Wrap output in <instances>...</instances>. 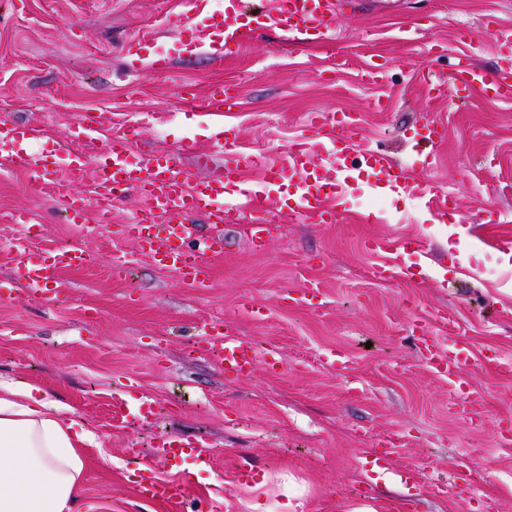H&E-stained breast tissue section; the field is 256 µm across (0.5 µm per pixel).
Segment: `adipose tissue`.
<instances>
[{
  "label": "adipose tissue",
  "instance_id": "1",
  "mask_svg": "<svg viewBox=\"0 0 512 512\" xmlns=\"http://www.w3.org/2000/svg\"><path fill=\"white\" fill-rule=\"evenodd\" d=\"M94 440L67 404L0 377V512H81L79 448Z\"/></svg>",
  "mask_w": 512,
  "mask_h": 512
}]
</instances>
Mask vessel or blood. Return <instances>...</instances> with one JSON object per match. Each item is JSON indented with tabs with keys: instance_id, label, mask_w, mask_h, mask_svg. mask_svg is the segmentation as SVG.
Instances as JSON below:
<instances>
[{
	"instance_id": "obj_1",
	"label": "vessel or blood",
	"mask_w": 512,
	"mask_h": 512,
	"mask_svg": "<svg viewBox=\"0 0 512 512\" xmlns=\"http://www.w3.org/2000/svg\"><path fill=\"white\" fill-rule=\"evenodd\" d=\"M337 10V0H272L268 10L256 15L243 9L241 0H224L223 10L206 14L193 23L196 35L188 47L204 49L219 61L229 48L239 46L251 33L264 27L301 41L319 43L328 39ZM425 82L438 98L451 91L457 99L467 100L483 92L498 102L512 101V74L487 73L474 64L467 50L457 56L450 76H429ZM239 97L237 87L219 86L211 91L203 109L220 116L234 111ZM310 126L326 131L327 138L320 147L332 157L338 170L371 180L383 190L409 195L425 204L435 203L438 212H446L447 204L440 199L436 188L419 181L388 152L380 148L358 149L355 139L358 124L350 114L319 112L312 117ZM101 129L97 120H85L73 129L70 143L63 144L47 140L40 124H19L1 118L0 164L27 174L41 197L63 199L66 220L71 224H85L92 209L100 218H108L117 200L114 185L136 192L145 205L131 223L120 225L121 235L134 241L141 256L154 267L175 273L195 287H209L208 259L223 254L224 235L218 232L205 239L200 247H186L194 216L205 215L209 223L220 225L236 221L240 214H248L246 237L249 246L257 250L265 247L276 213L317 224L334 223L339 213L336 178L323 174L313 164L315 148L309 143L289 146L279 160L266 163L261 179L249 181L245 170L253 164L250 155L218 134L211 142L215 152L224 159L223 169L193 179L173 154L163 151L142 156L122 136L112 137L95 168H88L84 150L97 143ZM445 137L446 128L441 122L425 124L423 149L418 153L422 165H429L434 147ZM90 171L95 174L97 193L86 196L76 192L75 187ZM62 172L66 173L68 184H61L58 178ZM271 196L278 202L274 212L264 205L265 199ZM366 248L380 258L372 269L377 280L392 282L424 273L416 261L422 251L418 242L378 237L370 240ZM12 249L16 254L13 280L35 301H46L57 294L52 280L56 270L81 266L90 260L89 254L76 247L30 250L24 234L15 238ZM413 330L419 335L427 364L447 382L450 392L471 399L472 392L465 380L471 366L466 343L453 336L447 342H440L419 323L414 324ZM194 349L216 352L225 373L237 378L250 376L259 368L274 374L282 367L280 359L258 353L252 344L214 320L203 324ZM156 413L153 399L143 397L133 405L124 392H116L112 397L111 419L115 428L130 427ZM158 447L171 461L187 456L203 464L210 461L206 445L189 438L164 436ZM139 494L147 499H164L179 507L187 498L184 484L155 478L143 479Z\"/></svg>"
}]
</instances>
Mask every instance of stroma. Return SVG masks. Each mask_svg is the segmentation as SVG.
I'll list each match as a JSON object with an SVG mask.
<instances>
[{"label":"stroma","instance_id":"stroma-1","mask_svg":"<svg viewBox=\"0 0 512 512\" xmlns=\"http://www.w3.org/2000/svg\"><path fill=\"white\" fill-rule=\"evenodd\" d=\"M403 2L399 13L380 14L365 0H339L331 45L262 29L241 53L215 62L182 50L183 0H0V116L40 123L60 141L79 120L98 119L104 138L93 157L125 133L142 155L169 151L190 175H204L197 158L215 126L198 105L221 84L241 93L238 110L224 117L227 129L245 151L269 159L316 138L309 119L322 110L354 113L360 145L381 144L409 167L423 124L448 127L436 166L423 173L440 194H453L447 215L354 182L341 222L276 217L265 251L229 227L231 242L210 258L204 290L157 270L120 235L143 205L139 196L115 202L106 224L90 212L95 231L86 234L65 222L62 201L0 167V215L29 210L38 247L69 244L97 256L55 274L59 302L30 300L12 280L10 244L20 228L0 222V374L42 387L96 435L82 450L80 497L90 512H285L292 493L306 512H342L370 499L408 500L413 512H512V442L502 437L512 426V371L484 360L494 352L512 361V105L433 100L418 80L424 68L452 69L461 26L478 48L476 64L496 71L501 59L484 20L512 25V0ZM403 26L411 40L397 39ZM133 37L143 40L136 56L125 49ZM432 40L442 42V57L428 55ZM160 54L170 59L168 73L150 69ZM372 58L389 63L383 85L359 78ZM381 96L389 102L382 112L374 107ZM379 236L418 240L431 256L424 278H367L377 258L365 245ZM117 256L129 262L121 276L111 272ZM312 282L322 295L309 301ZM245 298L266 308L264 320L242 313ZM212 319L258 350H275L283 372L236 379L213 355L190 353L197 327ZM416 320L439 340L468 342L474 408L452 404L412 336ZM333 348L347 353L343 367L321 362ZM132 375L138 394L161 411L117 430L109 405ZM158 435L207 441L210 465L164 461L152 446ZM392 443L397 452L378 465ZM130 448L144 449L140 467ZM137 469L186 482L183 510L141 498ZM250 469L253 480L238 479ZM437 481L469 493H429Z\"/></svg>","mask_w":512,"mask_h":512}]
</instances>
